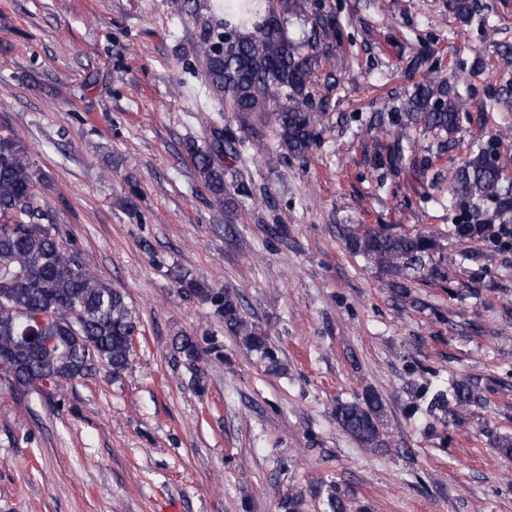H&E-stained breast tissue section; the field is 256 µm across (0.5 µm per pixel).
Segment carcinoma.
I'll list each match as a JSON object with an SVG mask.
<instances>
[{
    "mask_svg": "<svg viewBox=\"0 0 512 512\" xmlns=\"http://www.w3.org/2000/svg\"><path fill=\"white\" fill-rule=\"evenodd\" d=\"M262 23L249 33L213 28L196 45L205 62L212 93L224 101V111L237 114L239 132L211 128L204 146L190 144L187 150L210 195L233 209L241 198H251V183L239 177L224 180V158L241 161L258 138L259 129L270 130L276 147L266 154V163L278 165L288 159L308 162L320 131L319 117L333 111L331 94H317L316 73L341 42V32L325 3L309 0H268ZM450 7L465 25L488 27L479 0H451ZM303 22L299 38L288 35V17ZM462 71L466 81L484 74L475 61L467 66L453 61L448 76L422 58L412 65L419 76L414 95L404 111L391 117L393 143L374 152L377 167L400 168L404 146H412L410 129L422 127L449 134L460 130L461 113L467 101L450 79ZM502 133L475 144L461 159L448 187L451 199L495 204V217L512 223V195L504 191L498 147ZM43 179L31 161L28 148L15 135L0 134V367L14 377L18 388L30 390L29 381L47 378L60 395L96 375L104 367L118 378L131 365L130 338L140 323L125 295L94 273L82 254L63 240L57 225L47 221L38 185ZM491 230L488 223L473 224L465 218L451 228L459 239H481ZM346 250L362 256L382 274L396 295H410L402 281L409 270H424L439 281L451 279L448 268L432 262L439 248L437 239L425 233L399 234L388 224H357L343 228ZM176 283L184 293L206 304L224 323V330L274 374L285 371L276 350L262 328L246 317L239 294L212 288L188 273H179ZM174 360L202 383L198 363L224 361V345L215 339L199 340L182 334L174 339ZM455 416L483 399L475 378L454 385ZM384 405L374 391L352 401H339L334 411L338 427L366 448L387 451L389 441L382 424ZM326 491L328 512H345L334 484H321Z\"/></svg>",
    "mask_w": 512,
    "mask_h": 512,
    "instance_id": "obj_1",
    "label": "carcinoma"
}]
</instances>
